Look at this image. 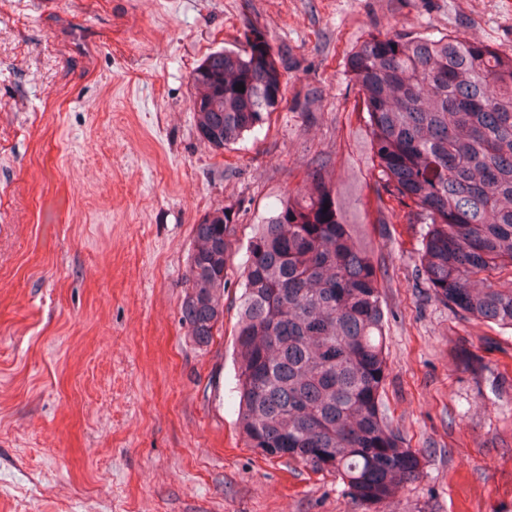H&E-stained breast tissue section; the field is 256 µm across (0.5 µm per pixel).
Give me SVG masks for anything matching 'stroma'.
<instances>
[{
  "instance_id": "stroma-1",
  "label": "stroma",
  "mask_w": 512,
  "mask_h": 512,
  "mask_svg": "<svg viewBox=\"0 0 512 512\" xmlns=\"http://www.w3.org/2000/svg\"><path fill=\"white\" fill-rule=\"evenodd\" d=\"M252 27L295 65L269 129L216 151L190 75ZM379 30L511 56L512 0H0V512H512V330L431 297L420 224L365 227L386 267L384 402L419 478L359 502L237 427L247 239L320 155L373 199L346 62ZM217 208L238 242L200 347L180 307Z\"/></svg>"
}]
</instances>
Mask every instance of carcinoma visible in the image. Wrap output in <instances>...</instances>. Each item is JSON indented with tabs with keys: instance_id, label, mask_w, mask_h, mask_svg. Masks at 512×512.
I'll return each instance as SVG.
<instances>
[{
	"instance_id": "1",
	"label": "carcinoma",
	"mask_w": 512,
	"mask_h": 512,
	"mask_svg": "<svg viewBox=\"0 0 512 512\" xmlns=\"http://www.w3.org/2000/svg\"><path fill=\"white\" fill-rule=\"evenodd\" d=\"M347 65L377 172L375 219L322 159L260 218L235 327L237 422L263 457L335 475L377 504L418 477L420 455L382 399L383 272L364 225H426L418 271L434 299L512 329V56L458 34L387 31ZM288 69L255 28L208 54L191 74L203 143L220 150L262 130ZM237 232L224 208L194 225L180 312L199 345L223 326Z\"/></svg>"
}]
</instances>
